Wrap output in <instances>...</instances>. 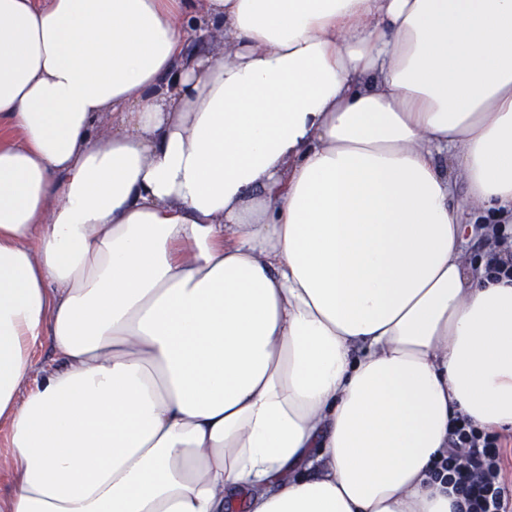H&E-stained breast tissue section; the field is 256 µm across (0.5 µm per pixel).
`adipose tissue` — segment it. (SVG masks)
I'll use <instances>...</instances> for the list:
<instances>
[{
  "instance_id": "adipose-tissue-1",
  "label": "adipose tissue",
  "mask_w": 512,
  "mask_h": 512,
  "mask_svg": "<svg viewBox=\"0 0 512 512\" xmlns=\"http://www.w3.org/2000/svg\"><path fill=\"white\" fill-rule=\"evenodd\" d=\"M498 222L512 0H0V512H458Z\"/></svg>"
}]
</instances>
